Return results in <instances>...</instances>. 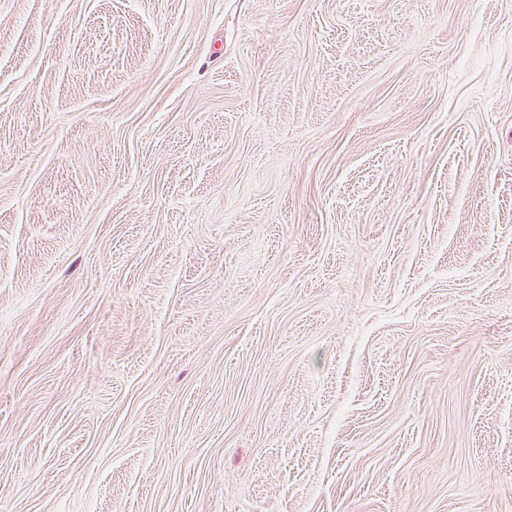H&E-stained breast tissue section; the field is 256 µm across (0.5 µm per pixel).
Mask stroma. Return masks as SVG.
Returning a JSON list of instances; mask_svg holds the SVG:
<instances>
[{"label":"stroma","instance_id":"35a3bbf8","mask_svg":"<svg viewBox=\"0 0 512 512\" xmlns=\"http://www.w3.org/2000/svg\"><path fill=\"white\" fill-rule=\"evenodd\" d=\"M0 512H512V0H0Z\"/></svg>","mask_w":512,"mask_h":512}]
</instances>
